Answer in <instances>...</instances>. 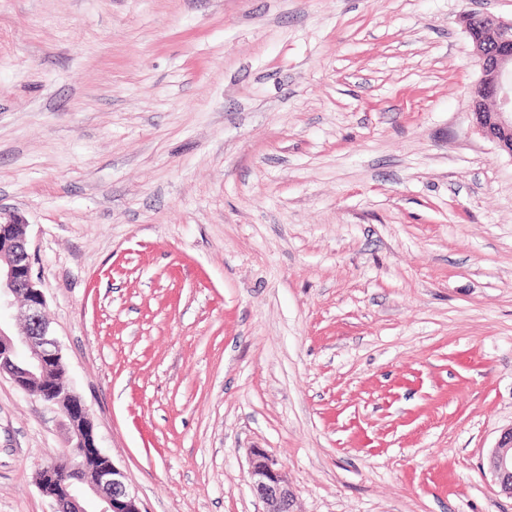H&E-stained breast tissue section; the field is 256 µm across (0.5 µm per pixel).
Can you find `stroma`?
Returning a JSON list of instances; mask_svg holds the SVG:
<instances>
[{"mask_svg": "<svg viewBox=\"0 0 512 512\" xmlns=\"http://www.w3.org/2000/svg\"><path fill=\"white\" fill-rule=\"evenodd\" d=\"M512 0H0V206L142 512H512V157L461 20ZM59 414L0 377V512ZM489 464L501 492L512 497V427L492 449ZM249 477L253 493L266 505L263 512H297L287 473L261 448L250 451Z\"/></svg>", "mask_w": 512, "mask_h": 512, "instance_id": "obj_1", "label": "stroma"}]
</instances>
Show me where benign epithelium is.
Returning a JSON list of instances; mask_svg holds the SVG:
<instances>
[{"label":"benign epithelium","instance_id":"7a95c632","mask_svg":"<svg viewBox=\"0 0 512 512\" xmlns=\"http://www.w3.org/2000/svg\"><path fill=\"white\" fill-rule=\"evenodd\" d=\"M463 23L481 71L471 94L474 124L499 152L512 158V21L470 13ZM27 227L18 211L0 207V311L19 298L25 307L19 334L8 335L0 328V375L8 374L22 392L55 409L68 430L69 448L43 468L45 473H69L68 481L50 494L52 512H85L90 499L99 512H142L113 460L92 475L84 468L82 457L97 437L94 427L86 424L90 417L80 396L60 387L56 378L55 363L62 360V352L44 317L46 299L32 274ZM489 464L501 492L512 497V428L492 449ZM249 477L265 512H297L287 473L261 448L250 451Z\"/></svg>","mask_w":512,"mask_h":512}]
</instances>
